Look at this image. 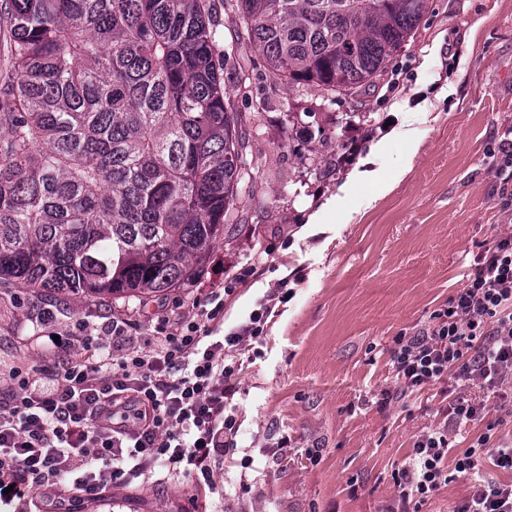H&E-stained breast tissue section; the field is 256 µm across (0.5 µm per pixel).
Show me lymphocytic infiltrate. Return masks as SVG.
Returning a JSON list of instances; mask_svg holds the SVG:
<instances>
[{"mask_svg":"<svg viewBox=\"0 0 512 512\" xmlns=\"http://www.w3.org/2000/svg\"><path fill=\"white\" fill-rule=\"evenodd\" d=\"M250 275L241 268L233 286L194 300L188 321L161 320L146 341L116 320L104 327L109 341L84 339L85 358L62 349L50 364L13 370L0 390V500L61 484L96 500L113 487L148 482L160 468L211 486L239 431L232 401L241 357L264 339L275 306L267 296L248 322L221 332L225 298ZM391 357L407 389L453 377L449 426L484 420L486 402L465 391L477 384L496 394L512 379V234L475 256L465 284L430 324L394 337ZM449 426L417 439L386 512H409L455 477L470 482L455 512H512V481L482 475L487 462L512 473V445L491 447L487 431L452 459Z\"/></svg>","mask_w":512,"mask_h":512,"instance_id":"f902f5d3","label":"lymphocytic infiltrate"}]
</instances>
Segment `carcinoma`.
<instances>
[{"label": "carcinoma", "instance_id": "1", "mask_svg": "<svg viewBox=\"0 0 512 512\" xmlns=\"http://www.w3.org/2000/svg\"><path fill=\"white\" fill-rule=\"evenodd\" d=\"M283 84L372 85L430 0H235ZM0 284L144 302L196 275L241 193L208 0H0Z\"/></svg>", "mask_w": 512, "mask_h": 512}]
</instances>
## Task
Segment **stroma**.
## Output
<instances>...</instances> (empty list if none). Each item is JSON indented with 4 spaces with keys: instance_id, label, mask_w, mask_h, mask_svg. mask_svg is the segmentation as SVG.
<instances>
[{
    "instance_id": "stroma-1",
    "label": "stroma",
    "mask_w": 512,
    "mask_h": 512,
    "mask_svg": "<svg viewBox=\"0 0 512 512\" xmlns=\"http://www.w3.org/2000/svg\"><path fill=\"white\" fill-rule=\"evenodd\" d=\"M225 0H210L226 90L246 113L244 194L199 278L139 302L48 297L0 284V385L39 366L58 343L82 355L77 325L119 319L146 339L179 321L194 298L223 292L244 265L255 274L227 298L224 327L249 319L287 283L267 335L243 355L236 379L240 424L213 477L222 494L184 478L113 488L92 502L33 491L26 512H384L417 438L442 425L453 379L422 390L396 380L395 336L431 321L474 257L512 232L499 208L488 152L512 130V0H432L430 11L375 85L331 98L317 85L287 86L261 54L237 40ZM410 122L414 141L402 134ZM360 155L385 142L391 191L339 188ZM323 224L308 222L330 197ZM50 324H41V309ZM390 402H383V392ZM486 422L453 433L456 457L494 423L512 444V394L488 401Z\"/></svg>"
}]
</instances>
